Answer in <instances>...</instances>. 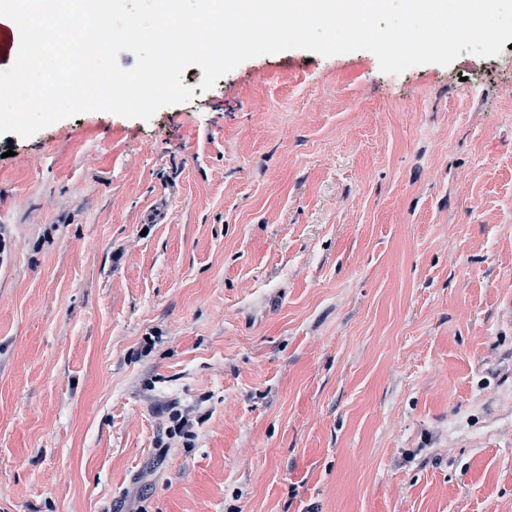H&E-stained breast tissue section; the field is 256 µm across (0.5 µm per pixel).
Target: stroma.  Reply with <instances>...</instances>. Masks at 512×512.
Here are the masks:
<instances>
[{"label":"stroma","mask_w":512,"mask_h":512,"mask_svg":"<svg viewBox=\"0 0 512 512\" xmlns=\"http://www.w3.org/2000/svg\"><path fill=\"white\" fill-rule=\"evenodd\" d=\"M202 77L0 136V512H512V49ZM165 413L171 424L166 430L168 440L183 438L187 442L194 438L195 433L192 431L193 423L190 419L191 412L189 409L182 408L178 403L172 402L166 406Z\"/></svg>","instance_id":"obj_1"}]
</instances>
